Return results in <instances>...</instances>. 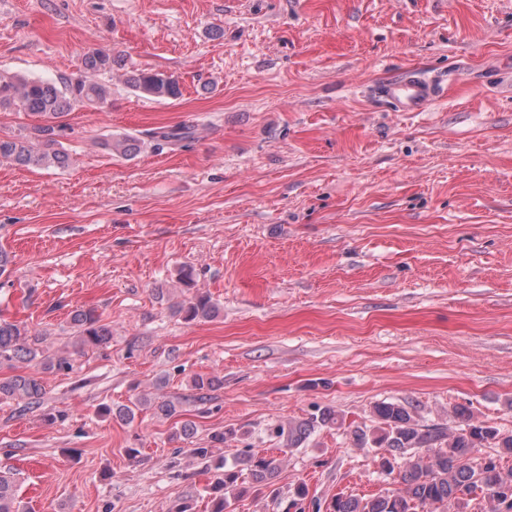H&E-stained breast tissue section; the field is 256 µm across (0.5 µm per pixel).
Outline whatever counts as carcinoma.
I'll return each instance as SVG.
<instances>
[{
	"mask_svg": "<svg viewBox=\"0 0 512 512\" xmlns=\"http://www.w3.org/2000/svg\"><path fill=\"white\" fill-rule=\"evenodd\" d=\"M114 59L103 50L86 54L79 74L70 78H29L0 72V108L24 112L40 119L25 133L0 139V160L21 167L65 168L69 154L59 147L58 138L65 129L63 118L76 105L103 109L109 104L111 88L103 76L112 72ZM134 90L155 98L181 95L178 81L163 73L136 72L127 78ZM110 154L132 156L138 150L134 140L111 138L101 143ZM178 312L187 320L212 318L218 307L205 295H198ZM74 329V352L104 351L112 346V329L101 322L93 309L71 312ZM44 336L27 325L0 319V367H16L30 363L43 353ZM46 372L73 369L71 352L64 350L41 360ZM46 390L41 379L16 374L0 379V400H18L31 409L41 404ZM148 404L138 399L117 408L105 404L100 413L123 422L134 421L137 411ZM375 425L354 430L362 445L385 448L391 455L412 452L399 473H394L390 460L381 468L396 474L397 490L388 489L368 497L338 496L332 512H512V468L502 459L512 456V435L503 437L491 426L475 424L470 419L448 429L438 424L423 425L403 404L381 401L372 409ZM338 422L331 410L288 425L287 446L295 447L318 428ZM501 448L497 456H489L478 465L468 463L473 449L485 444ZM281 462L273 457L249 454L226 458L215 466L216 480L210 487V512H233V505L248 486L243 471H248L254 484H269L276 477ZM0 512H20L16 495V479L10 471H0Z\"/></svg>",
	"mask_w": 512,
	"mask_h": 512,
	"instance_id": "1",
	"label": "carcinoma"
}]
</instances>
